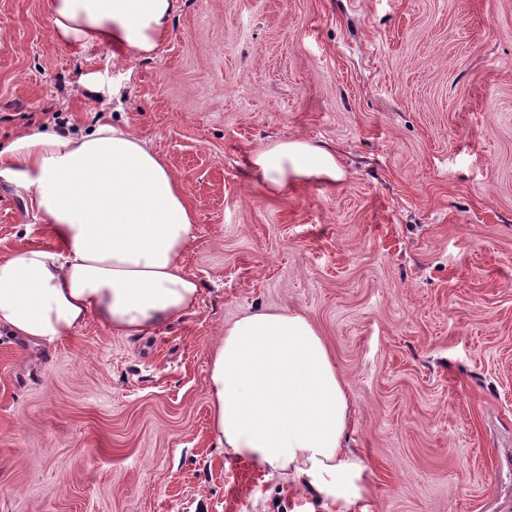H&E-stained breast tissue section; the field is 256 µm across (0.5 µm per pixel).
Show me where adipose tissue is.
<instances>
[{
    "label": "adipose tissue",
    "instance_id": "obj_1",
    "mask_svg": "<svg viewBox=\"0 0 512 512\" xmlns=\"http://www.w3.org/2000/svg\"><path fill=\"white\" fill-rule=\"evenodd\" d=\"M180 0H50L56 41L113 56L154 52ZM249 175L280 194L343 176L305 139L259 142ZM0 179L22 188L55 244L31 240L0 258V328L54 344L95 321L142 336L194 313L200 286L182 256L197 213L168 162L125 122L73 134L22 133L0 146ZM210 429L245 458L312 494L322 512H368V465L346 444L349 400L327 344L300 311L256 310L225 327L209 363Z\"/></svg>",
    "mask_w": 512,
    "mask_h": 512
}]
</instances>
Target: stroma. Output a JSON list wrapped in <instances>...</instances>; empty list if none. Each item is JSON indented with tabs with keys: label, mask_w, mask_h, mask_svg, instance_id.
<instances>
[{
	"label": "stroma",
	"mask_w": 512,
	"mask_h": 512,
	"mask_svg": "<svg viewBox=\"0 0 512 512\" xmlns=\"http://www.w3.org/2000/svg\"><path fill=\"white\" fill-rule=\"evenodd\" d=\"M128 122L197 212L194 314L146 336L0 331V512H316L217 448L226 324L304 312L345 383L371 512H512V0H180L151 56L52 38L0 0V143ZM303 138L344 176L267 195L242 159ZM52 244L0 182V257Z\"/></svg>",
	"instance_id": "obj_1"
}]
</instances>
